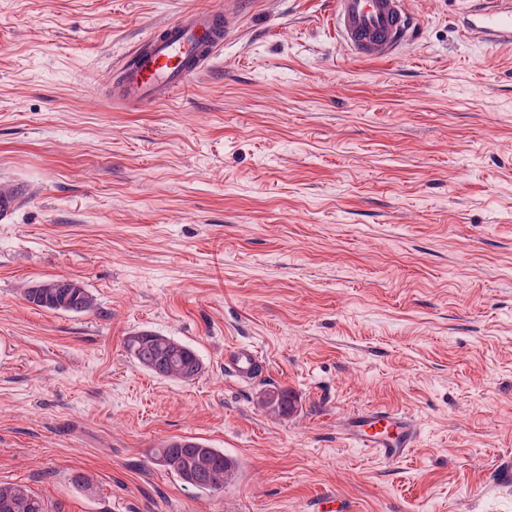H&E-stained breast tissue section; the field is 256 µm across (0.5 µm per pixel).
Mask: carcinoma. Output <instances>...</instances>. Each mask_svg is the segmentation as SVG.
<instances>
[{"label": "carcinoma", "instance_id": "cac0c4a2", "mask_svg": "<svg viewBox=\"0 0 512 512\" xmlns=\"http://www.w3.org/2000/svg\"><path fill=\"white\" fill-rule=\"evenodd\" d=\"M56 279L37 283V287L23 289L22 298L36 307L69 313L95 310L93 296L77 280L70 287H55ZM125 349L144 369L161 378L183 383L195 381L202 372V363L196 351L168 336L139 331L126 337ZM259 405L276 416H286L294 410L288 391L266 394ZM151 458L176 477L181 483L201 492L224 489L238 472L235 459L220 448H212L195 438H174L164 441L151 453ZM0 512H47L43 499L19 485L0 484Z\"/></svg>", "mask_w": 512, "mask_h": 512}]
</instances>
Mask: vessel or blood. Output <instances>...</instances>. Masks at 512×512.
<instances>
[{
  "mask_svg": "<svg viewBox=\"0 0 512 512\" xmlns=\"http://www.w3.org/2000/svg\"><path fill=\"white\" fill-rule=\"evenodd\" d=\"M241 2L226 0L219 10L188 9L154 27L123 57L113 99L138 106L167 100L186 88L223 51ZM466 13L471 29L496 33L512 44V0H472ZM329 23L349 54L364 61L394 58L419 33L410 0H333ZM224 365L233 376L246 380L258 372L261 359L255 349L239 347L229 352ZM344 434L355 446L400 462L413 453L419 429L409 417L368 408L349 417Z\"/></svg>",
  "mask_w": 512,
  "mask_h": 512,
  "instance_id": "obj_1",
  "label": "vessel or blood"
}]
</instances>
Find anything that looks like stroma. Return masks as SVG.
<instances>
[{
  "instance_id": "1",
  "label": "stroma",
  "mask_w": 512,
  "mask_h": 512,
  "mask_svg": "<svg viewBox=\"0 0 512 512\" xmlns=\"http://www.w3.org/2000/svg\"><path fill=\"white\" fill-rule=\"evenodd\" d=\"M223 2L0 0V184L27 188L0 221V482L48 512H512L486 488L512 454V47L412 0L420 39L361 61L330 0H251L182 92L113 102L154 25ZM50 277L96 309L29 306ZM140 330L195 349V383L139 367ZM276 389L288 416L256 404ZM366 407L417 421L409 459L344 439ZM174 437L238 477L183 486L151 459ZM258 352L251 347H238L228 353L224 366L233 376L241 379H252L261 367Z\"/></svg>"
}]
</instances>
